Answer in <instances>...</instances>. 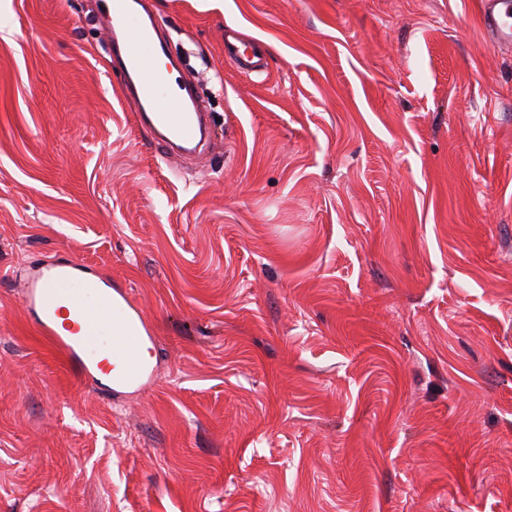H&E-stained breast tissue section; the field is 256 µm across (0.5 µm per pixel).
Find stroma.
I'll use <instances>...</instances> for the list:
<instances>
[{
    "mask_svg": "<svg viewBox=\"0 0 512 512\" xmlns=\"http://www.w3.org/2000/svg\"><path fill=\"white\" fill-rule=\"evenodd\" d=\"M143 2L208 105L193 164L137 123L102 0H0V512H512V46L481 0ZM59 257L141 312L142 388L33 331L17 277ZM224 56L231 61L240 70H256L259 66L260 58L254 51H249L247 42L237 39V33L229 26L225 27Z\"/></svg>",
    "mask_w": 512,
    "mask_h": 512,
    "instance_id": "1",
    "label": "stroma"
}]
</instances>
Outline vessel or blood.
<instances>
[{"label":"vessel or blood","mask_w":512,"mask_h":512,"mask_svg":"<svg viewBox=\"0 0 512 512\" xmlns=\"http://www.w3.org/2000/svg\"><path fill=\"white\" fill-rule=\"evenodd\" d=\"M108 13L112 20L113 63L124 73V96L142 102L140 118L159 132L163 142L193 144L202 132L206 104L185 97L178 89L165 91L162 77L147 75L143 69L147 56L166 48L157 28L137 19L133 0H112ZM481 25L491 41L511 45L512 0H484ZM224 55L244 71L259 66L256 53L230 29L225 32ZM76 278L83 279L86 287L84 296L78 299L69 291L70 282ZM20 299L38 334L90 386L95 383L96 372L111 374L113 366L109 359L98 358L97 345L81 336L80 320L97 314L118 319L132 355L149 339L140 311L125 292L113 289L111 281L69 259L32 264L21 285Z\"/></svg>","instance_id":"1"}]
</instances>
